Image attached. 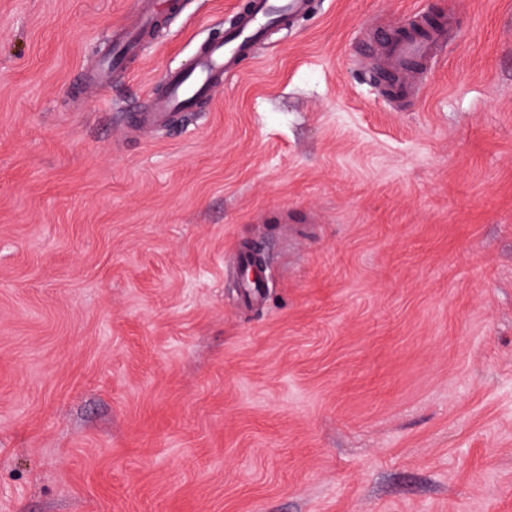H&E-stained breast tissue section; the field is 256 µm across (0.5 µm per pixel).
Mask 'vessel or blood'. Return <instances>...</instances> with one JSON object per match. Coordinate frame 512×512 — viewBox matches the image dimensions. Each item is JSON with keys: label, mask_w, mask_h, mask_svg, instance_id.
<instances>
[{"label": "vessel or blood", "mask_w": 512, "mask_h": 512, "mask_svg": "<svg viewBox=\"0 0 512 512\" xmlns=\"http://www.w3.org/2000/svg\"><path fill=\"white\" fill-rule=\"evenodd\" d=\"M248 3V8L239 10L235 25L227 28L222 38L199 45L190 68L173 69L164 75L162 90L155 96L152 109L137 116L140 127L157 132L170 128L177 116L210 98L225 77L238 72L271 21L285 23L308 14L313 7V0ZM134 18V25L112 32L115 67H122L140 55L143 36L155 28L159 19L153 0H139ZM451 25V19L446 18L424 30L410 26L402 35L390 26L378 30L376 44L387 56L385 71L392 97L420 96L427 68L438 49L447 43Z\"/></svg>", "instance_id": "vessel-or-blood-1"}]
</instances>
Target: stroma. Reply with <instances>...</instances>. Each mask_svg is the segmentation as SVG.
<instances>
[{"label":"stroma","mask_w":512,"mask_h":512,"mask_svg":"<svg viewBox=\"0 0 512 512\" xmlns=\"http://www.w3.org/2000/svg\"><path fill=\"white\" fill-rule=\"evenodd\" d=\"M240 2L92 87L136 0H0V512H512V0H316L128 130ZM418 13L398 109L362 33ZM448 17L431 26L406 24L407 32L399 36L391 25L377 31L376 46L385 50L387 63L383 66L389 78L390 95L395 98L418 97L425 86L427 68L438 49L448 41ZM425 27V33L421 28Z\"/></svg>","instance_id":"stroma-1"}]
</instances>
